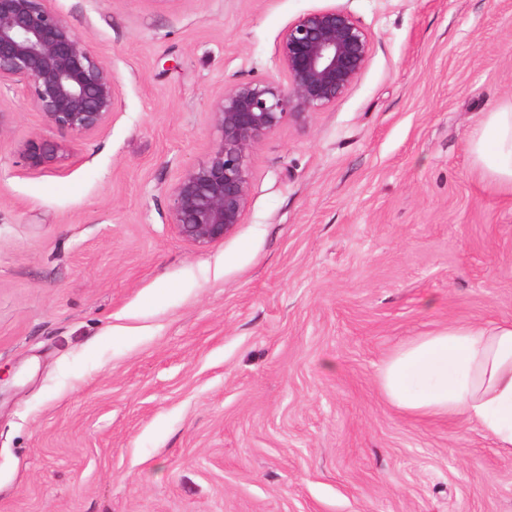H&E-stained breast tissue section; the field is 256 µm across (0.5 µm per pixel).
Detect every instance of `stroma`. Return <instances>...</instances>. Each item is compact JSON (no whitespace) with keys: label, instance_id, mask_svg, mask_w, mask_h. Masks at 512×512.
I'll use <instances>...</instances> for the list:
<instances>
[{"label":"stroma","instance_id":"stroma-1","mask_svg":"<svg viewBox=\"0 0 512 512\" xmlns=\"http://www.w3.org/2000/svg\"><path fill=\"white\" fill-rule=\"evenodd\" d=\"M118 87L94 134L0 97V512H512V455L381 394L400 345L512 320V195L469 152L512 99V0H49ZM351 13L357 80L251 158L242 224L169 222L225 85ZM61 145L47 140L32 139L26 144L24 158L31 168H40L60 158Z\"/></svg>","mask_w":512,"mask_h":512}]
</instances>
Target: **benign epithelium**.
<instances>
[{"mask_svg": "<svg viewBox=\"0 0 512 512\" xmlns=\"http://www.w3.org/2000/svg\"><path fill=\"white\" fill-rule=\"evenodd\" d=\"M372 51L366 28L344 10L304 14L283 33L276 50L283 80L232 82L214 102L218 144L184 169L173 191L170 224L183 240L204 248L243 222L251 156L260 141L285 124L302 122L340 99ZM24 86L34 109L63 136L100 130L114 112L118 88L88 38L47 6V0H0V95ZM61 145L27 142L24 158L40 168L60 158Z\"/></svg>", "mask_w": 512, "mask_h": 512, "instance_id": "7a95c632", "label": "benign epithelium"}]
</instances>
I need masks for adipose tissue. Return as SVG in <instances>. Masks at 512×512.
Instances as JSON below:
<instances>
[{"label":"adipose tissue","instance_id":"adipose-tissue-1","mask_svg":"<svg viewBox=\"0 0 512 512\" xmlns=\"http://www.w3.org/2000/svg\"><path fill=\"white\" fill-rule=\"evenodd\" d=\"M470 151L489 183L512 195V100L486 113ZM378 386L407 414L477 425L512 454V321L451 323L417 337L386 359Z\"/></svg>","mask_w":512,"mask_h":512}]
</instances>
